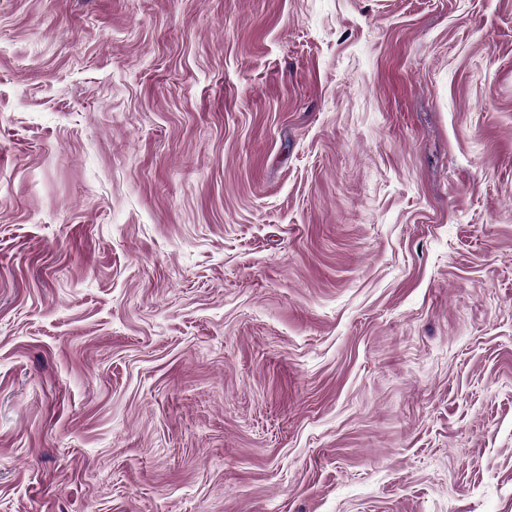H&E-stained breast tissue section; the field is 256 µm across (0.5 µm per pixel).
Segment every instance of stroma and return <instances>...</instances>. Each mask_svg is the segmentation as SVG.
<instances>
[{
  "label": "stroma",
  "mask_w": 512,
  "mask_h": 512,
  "mask_svg": "<svg viewBox=\"0 0 512 512\" xmlns=\"http://www.w3.org/2000/svg\"><path fill=\"white\" fill-rule=\"evenodd\" d=\"M0 512H512V0H0Z\"/></svg>",
  "instance_id": "35a3bbf8"
}]
</instances>
